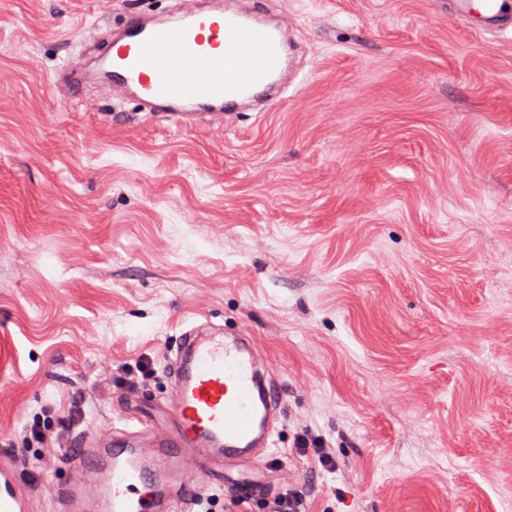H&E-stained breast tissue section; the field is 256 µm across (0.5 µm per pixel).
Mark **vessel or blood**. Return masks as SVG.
Returning a JSON list of instances; mask_svg holds the SVG:
<instances>
[{"label": "vessel or blood", "mask_w": 512, "mask_h": 512, "mask_svg": "<svg viewBox=\"0 0 512 512\" xmlns=\"http://www.w3.org/2000/svg\"><path fill=\"white\" fill-rule=\"evenodd\" d=\"M448 16L477 32L512 34V0H448ZM288 74L277 23L224 0H172L167 14L139 10L120 31H88L84 48L54 77L72 93L137 99L145 111L190 126L224 121L225 109L274 92ZM170 398L156 431L102 425L66 462L60 512H197L201 486L189 467L263 457L283 392L252 336L199 321L172 349ZM14 461L0 457V512H30Z\"/></svg>", "instance_id": "1"}]
</instances>
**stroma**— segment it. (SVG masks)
<instances>
[{
    "instance_id": "stroma-1",
    "label": "stroma",
    "mask_w": 512,
    "mask_h": 512,
    "mask_svg": "<svg viewBox=\"0 0 512 512\" xmlns=\"http://www.w3.org/2000/svg\"><path fill=\"white\" fill-rule=\"evenodd\" d=\"M168 4L0 0V442L82 412L26 472L33 512L95 425L162 426L167 350L205 319L285 384L273 462L229 467L225 501L512 512V37L443 0H239L296 70L265 111L181 128L48 85L91 25ZM294 445L300 456L311 458L317 467L322 469L336 467V460L327 452L324 442L318 436H313L307 429L297 433ZM305 495L299 488L288 485L285 492L276 498L269 506L267 503L263 504V511L265 512H303Z\"/></svg>"
}]
</instances>
